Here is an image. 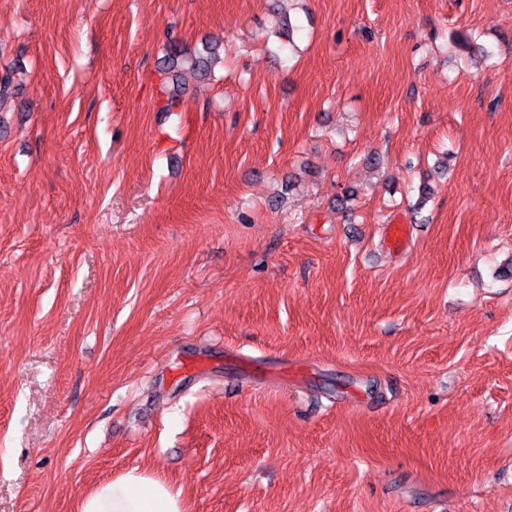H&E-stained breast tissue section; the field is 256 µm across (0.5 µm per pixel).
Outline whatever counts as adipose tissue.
I'll return each instance as SVG.
<instances>
[{
	"label": "adipose tissue",
	"mask_w": 512,
	"mask_h": 512,
	"mask_svg": "<svg viewBox=\"0 0 512 512\" xmlns=\"http://www.w3.org/2000/svg\"><path fill=\"white\" fill-rule=\"evenodd\" d=\"M78 512H185L180 492L157 476L133 469L96 484Z\"/></svg>",
	"instance_id": "ef3b65f1"
}]
</instances>
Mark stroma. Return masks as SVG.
<instances>
[{
  "mask_svg": "<svg viewBox=\"0 0 512 512\" xmlns=\"http://www.w3.org/2000/svg\"><path fill=\"white\" fill-rule=\"evenodd\" d=\"M270 3L0 0V512H512V0ZM219 54V45L205 43L201 50L188 51L178 44L172 43L167 57L163 61L161 70L171 74L173 86L168 93L166 109L170 110L180 106L182 90L178 78L181 71H188L194 75L205 77L209 73L212 58ZM176 83V86H175ZM78 512H185L180 491L137 469L99 482L81 499Z\"/></svg>",
  "mask_w": 512,
  "mask_h": 512,
  "instance_id": "stroma-1",
  "label": "stroma"
}]
</instances>
